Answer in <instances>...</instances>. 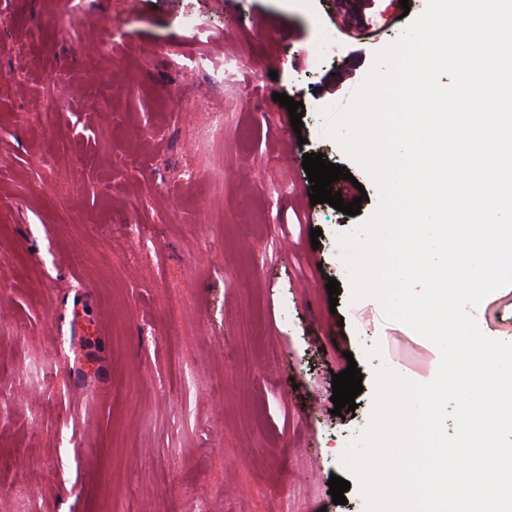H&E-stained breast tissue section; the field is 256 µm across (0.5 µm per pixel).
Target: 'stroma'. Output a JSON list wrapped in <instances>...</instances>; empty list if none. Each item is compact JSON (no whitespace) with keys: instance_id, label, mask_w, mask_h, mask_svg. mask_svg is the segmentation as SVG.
<instances>
[{"instance_id":"35a3bbf8","label":"stroma","mask_w":512,"mask_h":512,"mask_svg":"<svg viewBox=\"0 0 512 512\" xmlns=\"http://www.w3.org/2000/svg\"><path fill=\"white\" fill-rule=\"evenodd\" d=\"M335 13L0 0V512H366L358 482L336 505L328 480L375 373L427 383L440 353L352 298L337 237L379 193L321 111L405 25L349 37ZM276 92L302 103L305 144ZM311 152L364 186L360 214L311 205ZM474 316L512 341V286ZM351 358L364 390L341 418Z\"/></svg>"}]
</instances>
